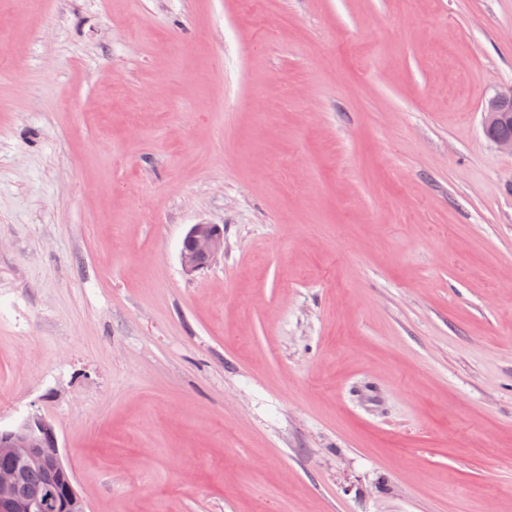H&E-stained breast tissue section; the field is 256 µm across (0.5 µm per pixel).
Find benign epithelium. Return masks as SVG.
<instances>
[{"label": "benign epithelium", "instance_id": "benign-epithelium-1", "mask_svg": "<svg viewBox=\"0 0 512 512\" xmlns=\"http://www.w3.org/2000/svg\"><path fill=\"white\" fill-rule=\"evenodd\" d=\"M484 130L490 132L512 123V85L502 87L483 111ZM224 253V231L215 224H194L181 248V263L192 275ZM0 455H16L40 467L44 483L40 491L22 493L23 474L18 469L0 471V512H81L84 498L71 482L59 488L64 474L58 437L53 423L32 413L16 425L0 428Z\"/></svg>", "mask_w": 512, "mask_h": 512}]
</instances>
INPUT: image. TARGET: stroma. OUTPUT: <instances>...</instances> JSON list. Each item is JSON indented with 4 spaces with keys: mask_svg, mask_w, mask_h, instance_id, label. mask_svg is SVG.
Listing matches in <instances>:
<instances>
[{
    "mask_svg": "<svg viewBox=\"0 0 512 512\" xmlns=\"http://www.w3.org/2000/svg\"><path fill=\"white\" fill-rule=\"evenodd\" d=\"M1 32L0 426L50 418L88 512H512V0ZM512 85L502 87L486 104L483 115V127L485 132H490L496 128L501 127L493 132L487 133L493 142L500 148L510 150L512 152V125L508 124L512 121ZM511 135V136H510ZM224 253V231L215 224H193L181 248V263L187 274H194Z\"/></svg>",
    "mask_w": 512,
    "mask_h": 512,
    "instance_id": "stroma-1",
    "label": "stroma"
}]
</instances>
